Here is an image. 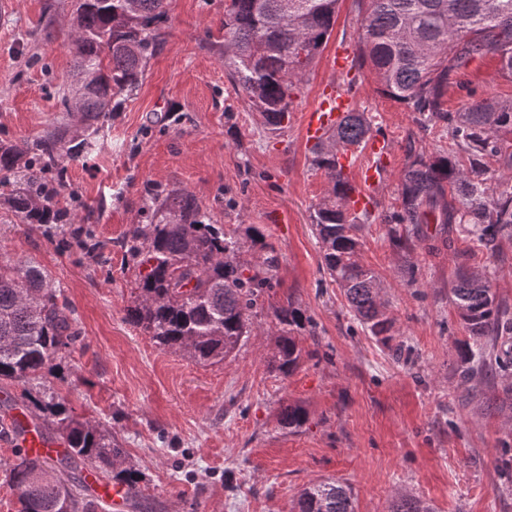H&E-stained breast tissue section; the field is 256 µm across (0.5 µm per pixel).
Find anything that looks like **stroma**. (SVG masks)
I'll list each match as a JSON object with an SVG mask.
<instances>
[{
    "instance_id": "obj_1",
    "label": "stroma",
    "mask_w": 512,
    "mask_h": 512,
    "mask_svg": "<svg viewBox=\"0 0 512 512\" xmlns=\"http://www.w3.org/2000/svg\"><path fill=\"white\" fill-rule=\"evenodd\" d=\"M360 13L340 0L336 25L307 72L282 131L269 132L227 77L205 32H218L224 0H170L165 41L145 79L113 112L94 149L64 176L62 201L74 224L42 231L0 206V260L32 259L50 273L78 332L45 383L72 415L106 424L137 470L138 505L119 512H294L301 490L328 478L348 485L356 512H389L415 496L435 512H512V396L506 382L476 387L455 372L465 334L448 302L459 266L489 262L454 233L451 246L429 242L402 251L384 218L397 205L408 162L447 149L441 126L422 128L403 103L382 95L368 71L356 80L332 71L337 47L355 51ZM71 0H16L0 11V141L21 150L63 114L57 104L73 57L67 47ZM449 114L477 96L512 99V79L490 56L458 70ZM350 88L389 144L375 220L360 232L363 263L382 277L395 323L397 357L353 320L346 297L325 271L310 213L327 194L312 167L304 114L328 83ZM192 192L226 229L248 238L249 257H272L278 284L266 290L253 331L223 362L202 364L159 347L129 322L137 272L123 242L142 219L152 187ZM107 242L102 253L86 244ZM293 300L315 326L290 375L272 373L274 311ZM299 404L308 420L282 429L281 406Z\"/></svg>"
}]
</instances>
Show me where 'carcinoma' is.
Here are the masks:
<instances>
[{
    "label": "carcinoma",
    "mask_w": 512,
    "mask_h": 512,
    "mask_svg": "<svg viewBox=\"0 0 512 512\" xmlns=\"http://www.w3.org/2000/svg\"><path fill=\"white\" fill-rule=\"evenodd\" d=\"M339 0H224L223 34L206 40L224 53L230 80L245 93L271 132L285 128L292 95L314 65L336 24ZM361 33L354 62L374 75L379 92L416 113L422 128L448 124L450 150L416 155L398 188L399 209L387 223L402 248L426 239L428 225L440 237L461 231L491 257L512 240V187L492 185L490 161L512 169V99H474L453 118L444 97L457 69L476 57L498 60L512 78V0H357ZM168 0H77L67 46L80 80L59 95L60 109L77 112L48 129L28 157L0 141V187L10 188L3 204L26 224H60L58 190L47 175L63 173L93 149L110 112L142 85L150 60L164 42ZM373 139L372 117L352 108L311 150L312 165L324 172L328 194L314 208L313 224L324 251L325 270L341 288L355 320L383 344L392 341L380 275L360 262L361 227L372 208L351 209L352 189L339 156ZM146 223L131 225L125 253L140 268L130 321L160 347L195 361H224L252 332V317L268 288L275 287L273 259L247 260L245 242L216 223L210 211L185 189H151L143 206ZM496 269L459 270L448 300L457 311L465 340L457 374L465 382L512 378V308L497 298ZM49 272L32 260L0 261V381L39 380L77 332ZM277 337L268 357L284 376L299 365V337L314 335L304 311L292 300L275 312ZM40 410L63 434L65 455L56 462L20 450L10 477L20 491L19 512H90L92 503L70 473L82 468L115 473L126 498L138 497L134 469L115 471L126 451L112 430L68 414L64 397L50 394ZM279 425L291 432L308 414L297 404L281 406ZM298 512H355L348 487L312 483L303 489ZM391 512H432L426 502L402 495Z\"/></svg>",
    "instance_id": "1"
}]
</instances>
